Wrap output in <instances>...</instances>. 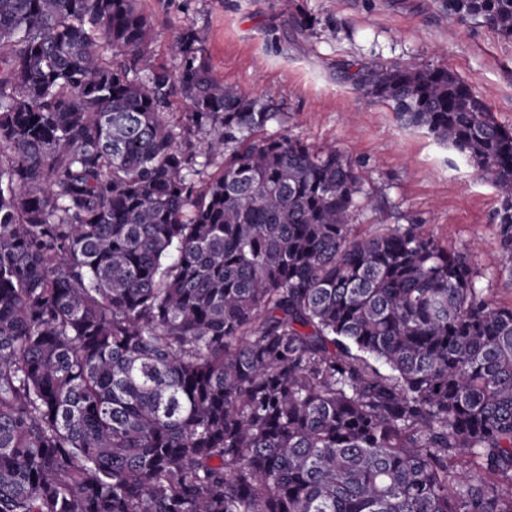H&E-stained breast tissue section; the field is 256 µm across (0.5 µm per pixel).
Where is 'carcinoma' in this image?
I'll use <instances>...</instances> for the list:
<instances>
[{
	"instance_id": "carcinoma-1",
	"label": "carcinoma",
	"mask_w": 512,
	"mask_h": 512,
	"mask_svg": "<svg viewBox=\"0 0 512 512\" xmlns=\"http://www.w3.org/2000/svg\"><path fill=\"white\" fill-rule=\"evenodd\" d=\"M151 30L0 0V512H512V306L424 224L355 233L341 150ZM350 79L495 187L512 262V131L446 67Z\"/></svg>"
}]
</instances>
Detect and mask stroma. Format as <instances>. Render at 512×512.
<instances>
[{
    "label": "stroma",
    "mask_w": 512,
    "mask_h": 512,
    "mask_svg": "<svg viewBox=\"0 0 512 512\" xmlns=\"http://www.w3.org/2000/svg\"><path fill=\"white\" fill-rule=\"evenodd\" d=\"M152 20L150 49L175 67L170 47L192 27L216 76L283 115L280 133L339 148L374 202L359 209L360 232L377 225H427L466 252L493 304L512 305V266L495 232V189L457 152L400 124L394 110L349 81L375 60L445 67L460 74L512 129V39L450 19L440 0H140ZM315 16L301 31L297 12Z\"/></svg>",
    "instance_id": "stroma-1"
}]
</instances>
